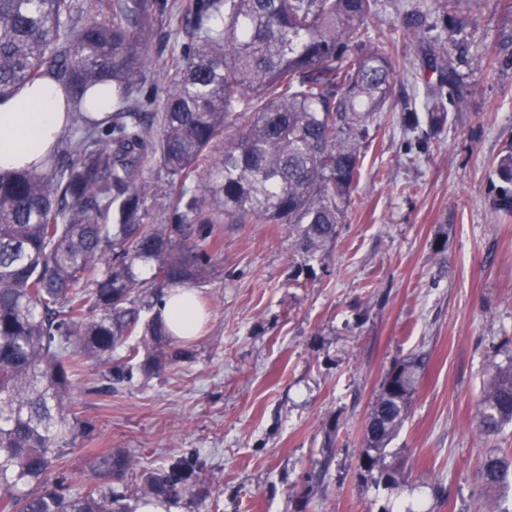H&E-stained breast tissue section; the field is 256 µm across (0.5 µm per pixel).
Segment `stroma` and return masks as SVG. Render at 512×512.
Wrapping results in <instances>:
<instances>
[{
    "instance_id": "35a3bbf8",
    "label": "stroma",
    "mask_w": 512,
    "mask_h": 512,
    "mask_svg": "<svg viewBox=\"0 0 512 512\" xmlns=\"http://www.w3.org/2000/svg\"><path fill=\"white\" fill-rule=\"evenodd\" d=\"M394 2L382 0L381 19L400 75L325 262L299 273L283 224L213 225L212 268L194 286L209 315L194 359L109 393L91 361L71 392L96 447L141 469L192 461L195 493L166 512H512V490L488 492L479 478L486 458L512 456V427L475 429L487 377L512 361V212L496 206L495 174L512 149V12L484 0L441 16L461 31L457 70L471 94L434 132L403 121L436 74ZM186 41L159 31L143 96L164 85ZM144 169L155 189L146 223H176L166 168L149 155ZM415 354L425 368L387 447L400 471L387 486L359 468L364 425L385 379Z\"/></svg>"
}]
</instances>
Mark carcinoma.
Instances as JSON below:
<instances>
[{
	"label": "carcinoma",
	"instance_id": "obj_1",
	"mask_svg": "<svg viewBox=\"0 0 512 512\" xmlns=\"http://www.w3.org/2000/svg\"><path fill=\"white\" fill-rule=\"evenodd\" d=\"M380 0H0V99L43 76L69 89L73 111L112 82V117L89 118L40 172L0 174V512H132L130 501H177L191 489L184 463L144 470L87 448L93 435L70 391L89 359L109 384L145 379L193 359L157 311L165 290L210 271L207 237L181 224L143 223L153 191L144 157L172 176L165 197L195 224H285L304 262L324 260L353 201L368 126L388 111L399 77L379 47ZM94 17L79 23L83 13ZM190 26L167 76L160 112L140 91L157 66L149 46L164 24ZM408 35L438 74L426 86L435 130L468 91L457 39L435 12L411 8ZM157 124L158 138L148 136ZM207 180L195 182L200 166ZM512 184V151L496 163ZM422 362L394 369L364 426L359 468L394 484L387 446L402 427ZM512 424V362L497 365L477 429ZM93 476L70 486L71 456ZM490 490L512 485V458L480 471Z\"/></svg>",
	"mask_w": 512,
	"mask_h": 512
}]
</instances>
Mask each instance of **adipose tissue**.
I'll return each instance as SVG.
<instances>
[{
	"mask_svg": "<svg viewBox=\"0 0 512 512\" xmlns=\"http://www.w3.org/2000/svg\"><path fill=\"white\" fill-rule=\"evenodd\" d=\"M68 99L67 89L46 76L0 100V173L40 168L75 119ZM159 312L178 339L194 335L203 319L194 292L182 287L166 291Z\"/></svg>",
	"mask_w": 512,
	"mask_h": 512,
	"instance_id": "ef3b65f1",
	"label": "adipose tissue"
}]
</instances>
